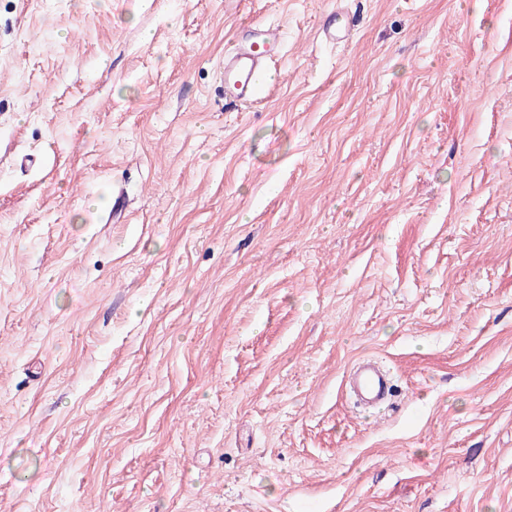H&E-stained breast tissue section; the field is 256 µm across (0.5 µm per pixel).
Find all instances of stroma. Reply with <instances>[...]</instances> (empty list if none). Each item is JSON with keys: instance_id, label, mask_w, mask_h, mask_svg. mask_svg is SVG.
<instances>
[{"instance_id": "35a3bbf8", "label": "stroma", "mask_w": 512, "mask_h": 512, "mask_svg": "<svg viewBox=\"0 0 512 512\" xmlns=\"http://www.w3.org/2000/svg\"><path fill=\"white\" fill-rule=\"evenodd\" d=\"M334 5L0 0V512H512V0ZM347 8L336 6L327 13L319 27V35L330 43H341L351 38L358 26ZM279 45L276 33L266 27H257L252 37L237 44L224 60V93L229 103L251 107L263 100L262 84ZM347 383L357 400L369 408H381L393 396L392 378L371 362H359L350 372Z\"/></svg>"}]
</instances>
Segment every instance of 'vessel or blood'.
<instances>
[{"label": "vessel or blood", "mask_w": 512, "mask_h": 512, "mask_svg": "<svg viewBox=\"0 0 512 512\" xmlns=\"http://www.w3.org/2000/svg\"><path fill=\"white\" fill-rule=\"evenodd\" d=\"M355 28L353 15L339 6L327 13L319 35L327 42L341 43L351 38ZM278 48L276 33L266 27L256 28L252 37L237 44L224 61V92L230 103L250 107L261 102L263 84ZM347 383L357 400L371 408L386 405L394 391L390 375L365 361L353 368Z\"/></svg>", "instance_id": "obj_1"}]
</instances>
